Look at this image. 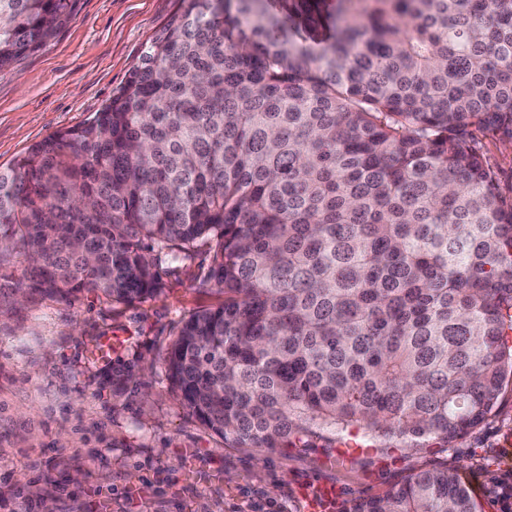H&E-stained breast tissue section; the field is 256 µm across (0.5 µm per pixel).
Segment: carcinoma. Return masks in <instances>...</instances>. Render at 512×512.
Here are the masks:
<instances>
[{
    "mask_svg": "<svg viewBox=\"0 0 512 512\" xmlns=\"http://www.w3.org/2000/svg\"><path fill=\"white\" fill-rule=\"evenodd\" d=\"M76 0H0V69ZM512 0H180L87 123L0 169V267L60 301L163 289L200 242L224 303L165 357L182 406L238 448L310 424L448 438L512 376ZM353 512H480L419 471ZM482 140L491 161L509 171L512 168V143L499 141L496 136L492 135L482 137Z\"/></svg>",
    "mask_w": 512,
    "mask_h": 512,
    "instance_id": "1",
    "label": "carcinoma"
}]
</instances>
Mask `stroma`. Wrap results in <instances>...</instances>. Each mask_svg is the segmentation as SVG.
Masks as SVG:
<instances>
[{"instance_id": "1", "label": "stroma", "mask_w": 512, "mask_h": 512, "mask_svg": "<svg viewBox=\"0 0 512 512\" xmlns=\"http://www.w3.org/2000/svg\"><path fill=\"white\" fill-rule=\"evenodd\" d=\"M178 0H78L45 48L0 69V169L45 137L88 122L140 62ZM207 246L166 265L163 293L133 305L96 293L27 291L0 309V512H343L432 467L454 469L482 512H503L512 464V378L486 420L410 447L359 427L313 426L288 447L239 448L184 409L164 364L181 322L223 303L203 288ZM137 487L135 501L126 490Z\"/></svg>"}]
</instances>
